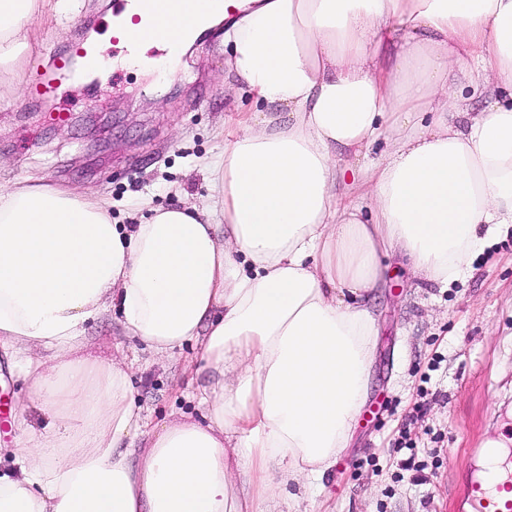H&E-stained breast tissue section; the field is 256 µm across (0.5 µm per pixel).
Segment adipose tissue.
I'll return each instance as SVG.
<instances>
[{
    "instance_id": "obj_1",
    "label": "adipose tissue",
    "mask_w": 512,
    "mask_h": 512,
    "mask_svg": "<svg viewBox=\"0 0 512 512\" xmlns=\"http://www.w3.org/2000/svg\"><path fill=\"white\" fill-rule=\"evenodd\" d=\"M63 0H0V90ZM223 26L229 84L258 103L202 160L217 202L0 184V348L26 382L0 512H273L335 467L367 396L384 256L448 284L484 225L512 224V0H179L187 50ZM487 100L471 111L466 82ZM369 168L353 156L381 138ZM158 356L199 347V416L151 424L125 362L89 355L110 309ZM19 427L36 435L46 432L47 420L36 410H28L22 418L18 417L11 426L10 437L13 439L19 433Z\"/></svg>"
}]
</instances>
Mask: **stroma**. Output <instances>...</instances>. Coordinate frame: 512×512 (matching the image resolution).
Instances as JSON below:
<instances>
[{"instance_id":"35a3bbf8","label":"stroma","mask_w":512,"mask_h":512,"mask_svg":"<svg viewBox=\"0 0 512 512\" xmlns=\"http://www.w3.org/2000/svg\"><path fill=\"white\" fill-rule=\"evenodd\" d=\"M111 8L112 0H68L58 22L40 25L24 87L72 45L103 35ZM147 54L163 67L118 69L101 81L77 64L52 96L0 98V183L40 173L109 199L116 224L135 223L145 194L163 207L207 200L198 159L221 150L226 117L256 105L225 86L216 31L174 60L157 44ZM56 112L66 120H53ZM388 264L370 299L377 347L351 444L322 486L278 500V512H456L486 441L512 440V227L474 254L471 274L446 286L420 280L404 257ZM118 319L108 312L90 333L104 354L130 364L138 405L156 423L192 412L184 364L194 345L155 356L128 342ZM412 455L421 472L401 469Z\"/></svg>"}]
</instances>
